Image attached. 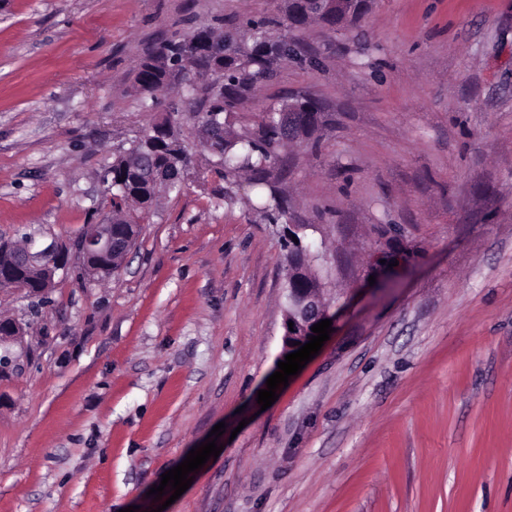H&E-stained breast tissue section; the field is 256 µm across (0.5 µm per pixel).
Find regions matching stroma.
Listing matches in <instances>:
<instances>
[{
  "mask_svg": "<svg viewBox=\"0 0 512 512\" xmlns=\"http://www.w3.org/2000/svg\"><path fill=\"white\" fill-rule=\"evenodd\" d=\"M288 0H0V237L72 245L109 210L104 170L168 117L128 93L161 38L252 51ZM233 112L300 94L316 151L271 167L257 208L202 150L121 268L38 303L0 289V512H154L148 491L218 423L223 450L165 512H512V0H369L298 32ZM335 301L318 355L260 409L287 306L285 235ZM299 112L296 137H298V140L308 139L319 124L322 123L324 111L318 102L306 98L301 100ZM258 181H261V184H265L269 190L267 201L263 207L264 213L271 222L276 223L283 216H286L288 212V201L272 182L266 179H260Z\"/></svg>",
  "mask_w": 512,
  "mask_h": 512,
  "instance_id": "35a3bbf8",
  "label": "stroma"
}]
</instances>
